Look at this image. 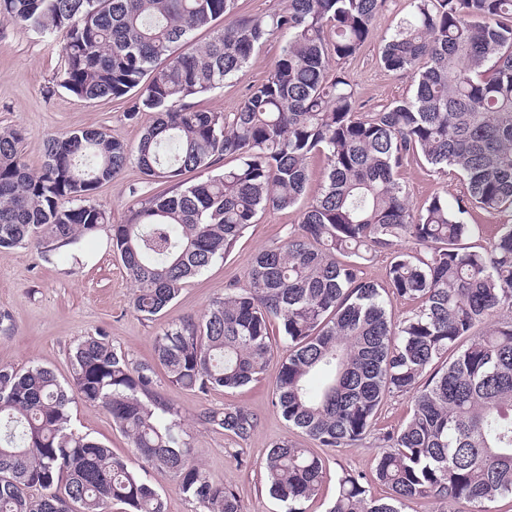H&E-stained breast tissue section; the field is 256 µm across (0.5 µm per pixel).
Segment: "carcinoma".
I'll return each mask as SVG.
<instances>
[{
  "label": "carcinoma",
  "instance_id": "cac0c4a2",
  "mask_svg": "<svg viewBox=\"0 0 512 512\" xmlns=\"http://www.w3.org/2000/svg\"><path fill=\"white\" fill-rule=\"evenodd\" d=\"M385 0H286L264 17L238 0H0V20L65 33L61 86L85 100L132 98L127 117L156 114L135 149L97 129L44 141L37 174L22 158L24 135L0 129V249L34 240L42 254L70 248L107 222L85 204L136 164L172 184L112 225V247L137 291L132 308L151 320L183 284L225 258L259 211L299 203L309 161L325 179L288 229L260 251L245 288H227L198 320L155 337L156 364L185 390H233L265 374L279 322L274 403L322 448L364 438L387 395H412V414L382 433L375 498L361 477L338 478L329 512H404L426 499L442 512L460 501L493 512L512 497V0H410L385 39L380 62L411 76L414 92L381 112H358L345 72ZM225 18L203 46L193 33ZM287 37L266 79L236 112L197 110L186 100L224 83L268 35ZM420 156L462 177L448 204L436 193L409 203L398 172ZM235 164L196 184L187 170ZM503 214L475 250L463 215ZM390 255L386 286L362 278V262ZM395 301L416 304L392 317ZM155 369L134 366L106 336L85 337L71 380L53 370L0 365V512H165L161 493L100 441L73 429L69 405L105 409L143 467L173 478L203 512H243L235 492L212 481L182 438L175 409L155 396ZM239 439L257 416L240 405L203 415ZM284 512H302L324 460L288 440L262 463ZM35 490L44 494L36 497Z\"/></svg>",
  "mask_w": 512,
  "mask_h": 512
}]
</instances>
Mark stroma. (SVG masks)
<instances>
[{"instance_id":"1","label":"stroma","mask_w":512,"mask_h":512,"mask_svg":"<svg viewBox=\"0 0 512 512\" xmlns=\"http://www.w3.org/2000/svg\"><path fill=\"white\" fill-rule=\"evenodd\" d=\"M409 11V0H386L374 30L353 58L338 61L337 67L350 79L359 111L378 112L413 93L409 76L387 71L379 54L385 36ZM283 36L266 37L249 63L223 86L194 98L197 108L214 112L237 111L247 90L263 81L278 60ZM64 67L59 35H44L25 27L0 22V127L22 131V155L30 171H39L43 142L82 128H97L136 147L154 120L153 113L128 119L127 99L86 101L60 84ZM412 206H421L433 194H462L459 180L438 174L421 159H409L399 171ZM164 183L148 180L136 165L102 184L90 202L104 209L108 223L82 237L74 254L43 257L30 242L0 249V315L6 316L8 332L0 333V365L25 368L40 364L54 370L61 382L71 374L70 356L87 336L105 334L124 351L133 364H153V343L169 323L203 315L227 287L242 288L256 255L279 246L291 226L299 224L301 209L268 208L245 231L234 250L215 261L201 275L191 278L172 307L151 320L136 315L132 298L136 292L120 256L112 248V227L124 223L130 209L140 200L163 192ZM276 370L268 368L260 382L235 390L188 391L157 373L154 389L178 412L183 438L193 448L198 462L217 482L231 487L244 512H283L266 486L261 463L273 444L289 440L311 447V440L289 425L274 405ZM241 405L252 410L258 426L247 439L228 436L206 424V412L224 405ZM413 408L411 395L384 398L371 432L361 443L346 448H323L326 464L324 482L317 495L303 504L304 512H328L336 497L337 479L349 472L364 479L370 494L382 497L384 486L372 478L380 433L399 427ZM71 423L79 432L104 443L138 472L164 497L166 512H201L174 488L165 473L143 468L130 441L116 428L100 407L77 401L70 406Z\"/></svg>"}]
</instances>
